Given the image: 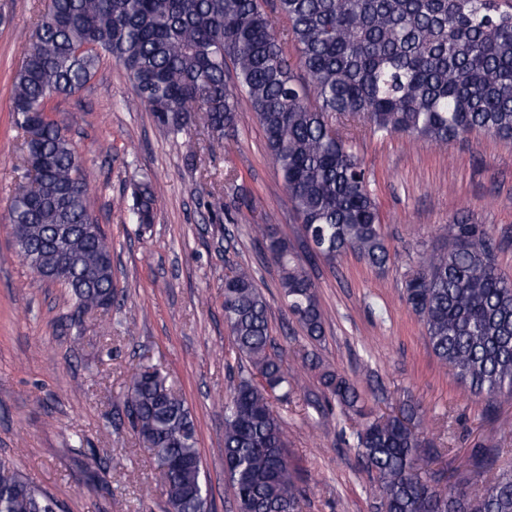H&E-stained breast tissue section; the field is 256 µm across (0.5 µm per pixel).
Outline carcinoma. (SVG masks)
I'll return each mask as SVG.
<instances>
[{
  "mask_svg": "<svg viewBox=\"0 0 512 512\" xmlns=\"http://www.w3.org/2000/svg\"><path fill=\"white\" fill-rule=\"evenodd\" d=\"M108 55L133 81V105L178 135L196 130L214 152L237 130L247 99L291 209L328 263L351 251L379 270L390 254L378 205L356 150L364 129L446 146L479 130L512 139V0H50L26 40L11 88L29 184L8 203L10 234L32 271L62 266L56 281L82 313L116 297L112 243L88 234L82 160L47 103L72 96ZM157 198L147 175L132 183L129 220L150 230ZM261 252L280 273L288 310L311 343L324 315L307 269L267 228ZM404 300L441 365L488 401L512 396V281L499 271L482 224L462 215L448 243L408 273ZM269 304L251 268L224 278V324L250 371L224 401V475L236 512H300L306 489L291 469L274 402L300 387L284 367ZM305 365L326 418L355 419L344 440L374 483L376 512H512V465L471 491L497 461L472 456L470 475L448 486L423 469L428 442L419 407L377 417L345 375L313 353ZM125 413L163 478L170 512H210L194 419L152 367L131 377ZM0 512H63L49 492L0 460Z\"/></svg>",
  "mask_w": 512,
  "mask_h": 512,
  "instance_id": "carcinoma-1",
  "label": "carcinoma"
}]
</instances>
